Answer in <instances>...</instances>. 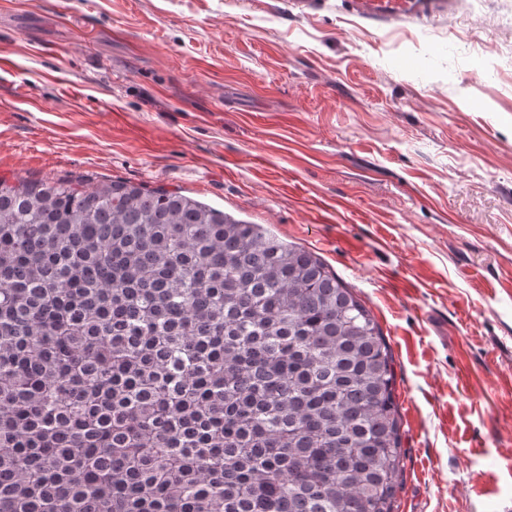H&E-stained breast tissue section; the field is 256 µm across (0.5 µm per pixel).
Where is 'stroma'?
Returning a JSON list of instances; mask_svg holds the SVG:
<instances>
[{"mask_svg": "<svg viewBox=\"0 0 512 512\" xmlns=\"http://www.w3.org/2000/svg\"><path fill=\"white\" fill-rule=\"evenodd\" d=\"M0 0V177L179 190L317 253L394 357L395 512H512V0ZM458 0H349V12L378 24L399 20L443 17L453 13Z\"/></svg>", "mask_w": 512, "mask_h": 512, "instance_id": "stroma-1", "label": "stroma"}]
</instances>
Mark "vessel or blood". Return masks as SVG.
Segmentation results:
<instances>
[{"label": "vessel or blood", "mask_w": 512, "mask_h": 512, "mask_svg": "<svg viewBox=\"0 0 512 512\" xmlns=\"http://www.w3.org/2000/svg\"><path fill=\"white\" fill-rule=\"evenodd\" d=\"M457 5L458 0H349L351 13L378 24L443 17Z\"/></svg>", "instance_id": "vessel-or-blood-1"}]
</instances>
